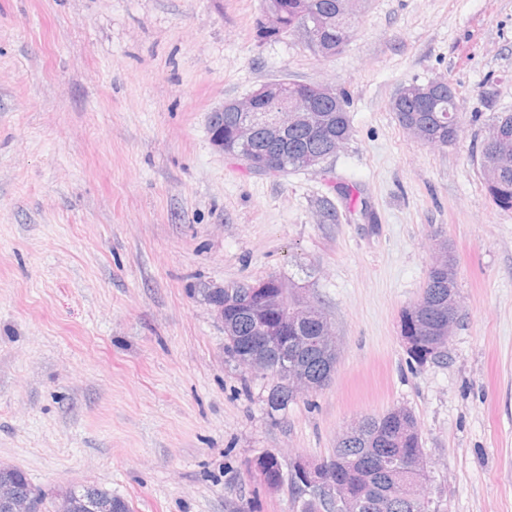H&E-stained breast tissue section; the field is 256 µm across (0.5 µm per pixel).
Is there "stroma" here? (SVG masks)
Segmentation results:
<instances>
[{
    "instance_id": "stroma-1",
    "label": "stroma",
    "mask_w": 512,
    "mask_h": 512,
    "mask_svg": "<svg viewBox=\"0 0 512 512\" xmlns=\"http://www.w3.org/2000/svg\"><path fill=\"white\" fill-rule=\"evenodd\" d=\"M260 15L261 0H0V463L132 512H300L255 458L322 461L399 407L440 512H512V210L479 166L489 118L512 112V0H366L328 59L300 32L258 38ZM432 79L461 106L445 147L391 108ZM278 80L345 89L352 136L258 175L213 148L209 117ZM442 240L461 306L420 364L402 314ZM271 276L339 345L330 383L274 414L271 378L227 357L207 298Z\"/></svg>"
}]
</instances>
